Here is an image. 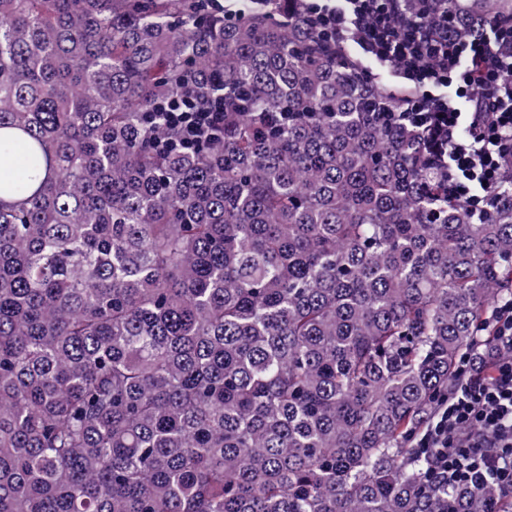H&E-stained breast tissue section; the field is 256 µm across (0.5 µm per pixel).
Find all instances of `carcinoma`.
Returning a JSON list of instances; mask_svg holds the SVG:
<instances>
[{
    "label": "carcinoma",
    "mask_w": 512,
    "mask_h": 512,
    "mask_svg": "<svg viewBox=\"0 0 512 512\" xmlns=\"http://www.w3.org/2000/svg\"><path fill=\"white\" fill-rule=\"evenodd\" d=\"M213 2L0 0V512H498L412 439L497 348L512 173L473 213L301 0ZM165 127L167 130L176 132L183 144L193 145L205 134L215 136L218 131V124L224 117V105L214 108H200L191 111V108L182 104L177 99L167 102Z\"/></svg>",
    "instance_id": "obj_1"
}]
</instances>
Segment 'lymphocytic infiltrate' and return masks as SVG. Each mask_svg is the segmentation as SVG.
I'll use <instances>...</instances> for the list:
<instances>
[{"label":"lymphocytic infiltrate","instance_id":"f902f5d3","mask_svg":"<svg viewBox=\"0 0 512 512\" xmlns=\"http://www.w3.org/2000/svg\"><path fill=\"white\" fill-rule=\"evenodd\" d=\"M311 16L349 42L368 74L387 70L413 91L409 118L418 144L448 177V194L474 201L495 187L512 165V26L477 28L458 39L447 24H428L406 0H326ZM224 109L191 110L167 103L165 127L192 145L215 135ZM492 334L500 354L489 365H465L463 379L444 399L433 421L415 438L436 451L449 482L479 487L495 481L512 496V300L494 310Z\"/></svg>","mask_w":512,"mask_h":512}]
</instances>
